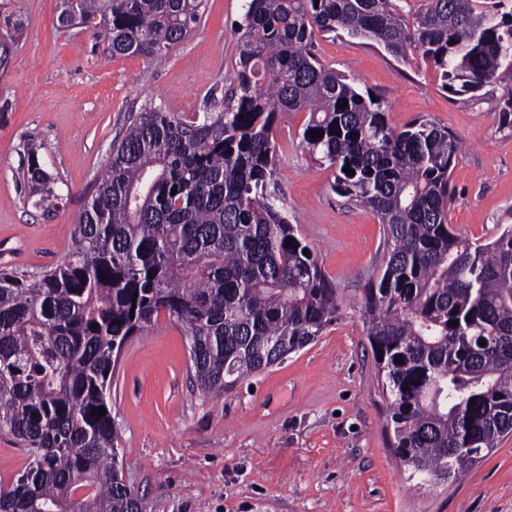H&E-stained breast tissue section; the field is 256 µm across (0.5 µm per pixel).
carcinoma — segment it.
Returning <instances> with one entry per match:
<instances>
[{
	"label": "carcinoma",
	"mask_w": 512,
	"mask_h": 512,
	"mask_svg": "<svg viewBox=\"0 0 512 512\" xmlns=\"http://www.w3.org/2000/svg\"><path fill=\"white\" fill-rule=\"evenodd\" d=\"M202 5L62 0L57 21L103 30L114 56L160 62ZM339 32L403 61L420 50L458 97L512 72V10L498 20L486 0H427L411 20L398 0H246L222 110L131 114L69 256L33 281L0 272V433L27 455L0 481V512H142L118 466L113 351L160 317L179 325L195 380L214 396L337 320L336 288L270 190L285 112L309 113L301 147L382 224L386 256L364 288L363 323L401 464L453 483L512 433V226L482 241L448 224L455 135L424 119L394 129L382 100L317 58L316 36ZM26 155L19 181L49 212L58 179L34 148Z\"/></svg>",
	"instance_id": "obj_1"
}]
</instances>
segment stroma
Instances as JSON below:
<instances>
[{
	"instance_id": "35a3bbf8",
	"label": "stroma",
	"mask_w": 512,
	"mask_h": 512,
	"mask_svg": "<svg viewBox=\"0 0 512 512\" xmlns=\"http://www.w3.org/2000/svg\"><path fill=\"white\" fill-rule=\"evenodd\" d=\"M21 19L0 70V270L33 274L74 247L83 192L107 164L129 112L220 110L237 69L245 0H206L165 63L112 55L103 34L57 25L59 0H0ZM326 65L384 100L389 124L425 118L461 148L450 224L489 238L512 224V130L497 114L512 78L473 99L449 95L420 52L396 60L345 35L316 38ZM309 119L283 114L275 186L344 304L320 338L283 363L215 397L201 391L180 327L167 318L125 346L112 379L119 466L148 512H512V435L454 483L418 485L395 455L387 401L360 313L363 288L383 262L382 226L337 194L334 172L299 145ZM34 143L63 199L42 214L18 180Z\"/></svg>"
}]
</instances>
